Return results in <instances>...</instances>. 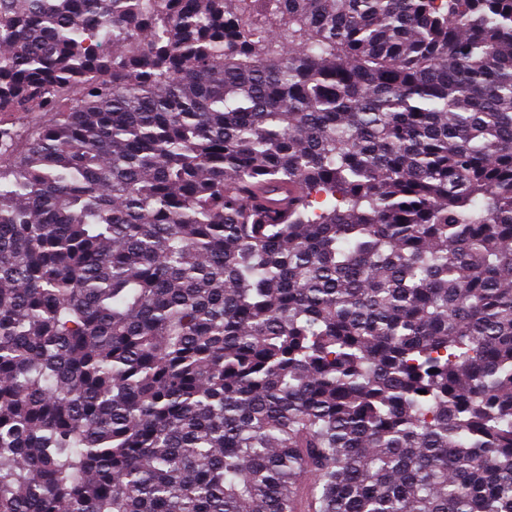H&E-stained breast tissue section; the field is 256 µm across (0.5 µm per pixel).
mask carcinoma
I'll return each instance as SVG.
<instances>
[{"label": "carcinoma", "instance_id": "1", "mask_svg": "<svg viewBox=\"0 0 512 512\" xmlns=\"http://www.w3.org/2000/svg\"><path fill=\"white\" fill-rule=\"evenodd\" d=\"M0 512H512V0H0Z\"/></svg>", "mask_w": 512, "mask_h": 512}]
</instances>
